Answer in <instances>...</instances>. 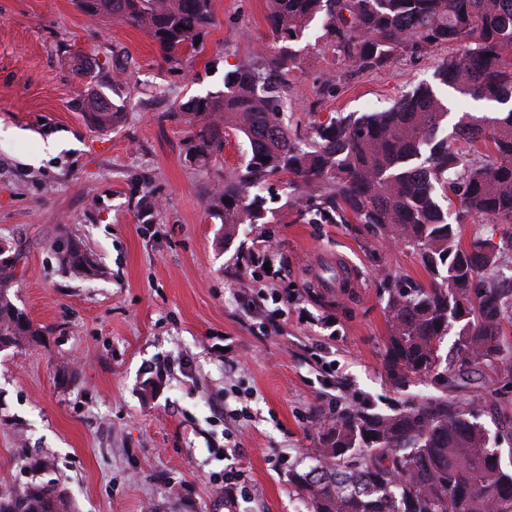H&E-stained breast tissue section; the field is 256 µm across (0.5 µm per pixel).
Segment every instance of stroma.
<instances>
[{
    "label": "stroma",
    "instance_id": "stroma-1",
    "mask_svg": "<svg viewBox=\"0 0 512 512\" xmlns=\"http://www.w3.org/2000/svg\"><path fill=\"white\" fill-rule=\"evenodd\" d=\"M199 52L164 63L141 30L92 20L76 0H0V240L16 243L17 306L44 334L0 352V488L46 464L78 512H307L288 471L316 445L313 425L351 405L391 412L440 395L433 378L394 388L373 265L423 281L417 256L353 224H302L268 188L274 224L233 241L210 215L215 183L248 144L224 137L216 162H186L176 106L219 94L224 74L268 43L265 0H213ZM313 22L288 76L291 129L314 117L389 107L461 45L355 72L318 43ZM88 63L77 76V59ZM120 110L88 120L92 93ZM60 151L38 154L44 142ZM92 266L72 277L57 240ZM273 249L271 279L251 256ZM288 297V314L250 311L248 290ZM335 374H328V367ZM155 380V396L141 387ZM457 399L512 453V378L481 368Z\"/></svg>",
    "mask_w": 512,
    "mask_h": 512
}]
</instances>
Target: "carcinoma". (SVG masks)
I'll list each match as a JSON object with an SVG mask.
<instances>
[{"mask_svg":"<svg viewBox=\"0 0 512 512\" xmlns=\"http://www.w3.org/2000/svg\"><path fill=\"white\" fill-rule=\"evenodd\" d=\"M269 56L224 74V93L178 106L193 130L188 160L208 165L224 150V129L249 145L243 164L224 175L208 208L229 241L242 224L270 212L263 190L280 176L286 204L305 224H358L412 250L428 274L420 282L382 267L388 323L384 366L391 384L431 376L443 394L394 413L344 409L316 428L310 463L288 482L307 512H512V465L480 422L482 408L448 398L464 375L511 361L512 108L464 112L448 127L450 87L463 96L512 101V0H266ZM91 19L112 18L145 31L167 63L197 50L215 24L212 0H78ZM321 21L323 46L355 71L384 69L403 54L463 42L386 110L329 115L304 132L282 120L286 75L299 68L295 46ZM113 103L89 113L112 127ZM502 225L496 244L461 240L472 215ZM12 246L0 243V350L22 348L42 333L10 297ZM62 264L82 274L91 260L76 244L59 245ZM454 333L448 353L443 339ZM0 512H73L52 479L34 477L0 490Z\"/></svg>","mask_w":512,"mask_h":512,"instance_id":"1","label":"carcinoma"}]
</instances>
